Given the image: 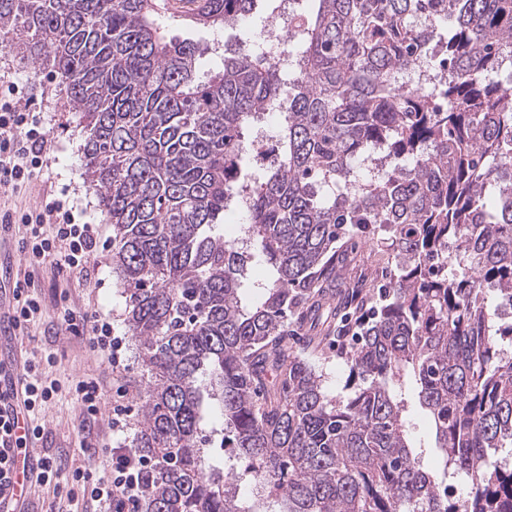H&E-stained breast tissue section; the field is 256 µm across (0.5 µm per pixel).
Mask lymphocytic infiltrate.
<instances>
[{
	"label": "lymphocytic infiltrate",
	"mask_w": 512,
	"mask_h": 512,
	"mask_svg": "<svg viewBox=\"0 0 512 512\" xmlns=\"http://www.w3.org/2000/svg\"><path fill=\"white\" fill-rule=\"evenodd\" d=\"M18 93L13 82L0 83V189L14 193L28 187L47 167L51 150L41 113L19 111ZM0 226L23 230L20 251L26 271L9 286L13 328L24 332L47 317L45 301L33 288L35 275L44 269L89 288L99 287L94 259L100 240L92 225L76 223L62 202L22 211L0 210ZM55 315L58 328L81 338L96 353L100 372L79 377L65 389L46 372L53 357L25 361L17 376L20 396L6 405V414L0 418V439H12L20 447L43 440L45 410L63 390L79 410L84 428L97 427L110 391L107 381L125 368L123 342L113 335L109 317L67 304L58 307ZM40 467L64 512H80L84 507L89 512H137L142 462L130 449L113 448L102 471L96 473L57 456L41 457Z\"/></svg>",
	"instance_id": "1"
}]
</instances>
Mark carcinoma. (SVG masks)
<instances>
[{"label": "carcinoma", "mask_w": 512, "mask_h": 512, "mask_svg": "<svg viewBox=\"0 0 512 512\" xmlns=\"http://www.w3.org/2000/svg\"><path fill=\"white\" fill-rule=\"evenodd\" d=\"M207 27L258 0H194ZM163 0H0V47L53 73L86 118V181L112 224V269L144 386L141 512H512V0H312L284 64H224L167 36ZM425 68L436 81L404 79ZM280 121L244 175V131ZM246 203L245 244L224 213ZM350 224L398 258L387 302L344 351L350 394L288 347L367 305L337 293ZM267 268L263 282L251 263ZM501 303L491 309L487 292ZM427 411L438 466L410 440ZM216 403L223 427L208 426ZM234 449L244 472L212 464ZM466 480L465 497L448 496ZM407 417L412 427L414 442L422 447L434 446V434L432 432L427 412L423 410L415 396L407 395Z\"/></svg>", "instance_id": "carcinoma-1"}]
</instances>
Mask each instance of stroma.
<instances>
[{
  "mask_svg": "<svg viewBox=\"0 0 512 512\" xmlns=\"http://www.w3.org/2000/svg\"><path fill=\"white\" fill-rule=\"evenodd\" d=\"M267 17L265 0H260L257 12L251 22L224 29L204 27L175 17H162L161 22L169 35L190 37L218 49H225L244 41H256ZM0 76L18 84H34L38 87V98L33 104L34 111L44 113L46 127L53 141L55 160L49 171L42 175L17 197L18 203L35 204L42 201L48 189H67L68 198L80 216L81 223L94 225L106 247L101 250L96 263L98 276L103 281L102 288L86 293L77 282L55 277L51 270H44L35 277V286L47 301H54L60 292H67L71 299L89 310L109 314L116 335L126 339V369L119 383L127 391L124 404L139 409L142 404L141 380L142 362L134 339L128 338L125 322V295L123 287L112 271V251L107 244L112 240V226L106 221L98 198L89 190L84 175L82 146L84 143L83 122L80 113L74 112L61 94L54 76L36 72L31 60H22L15 54L0 49ZM336 247L347 260L348 281L363 280L371 283V307H380L384 302L382 287L396 271L394 259L388 258L380 250L370 248L363 239L352 231H345L338 238ZM288 342L293 351L302 357L312 358L319 374L323 376V386L328 394L347 397V377L349 368L337 348L335 338L325 339L317 352H310L305 332L298 324H290ZM18 353L31 358L53 354L55 362L48 373L52 378L68 382L85 373L92 372L98 359L79 338L34 327L26 333H0V357ZM47 435L39 444L42 453L58 454L65 452L70 460L79 465L97 467L96 459L88 457L85 447L89 440L78 427V410L68 397L59 398L45 412Z\"/></svg>",
  "mask_w": 512,
  "mask_h": 512,
  "instance_id": "35a3bbf8",
  "label": "stroma"
}]
</instances>
